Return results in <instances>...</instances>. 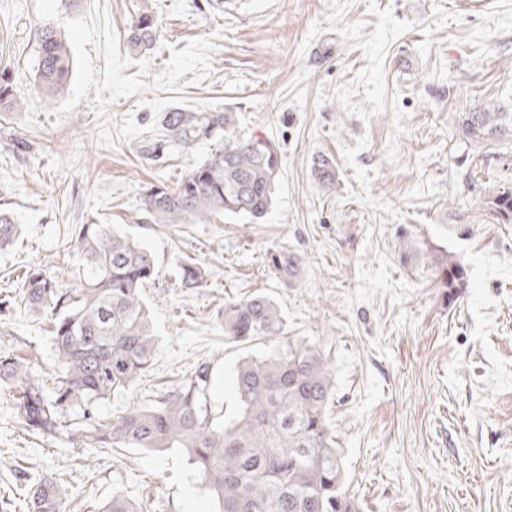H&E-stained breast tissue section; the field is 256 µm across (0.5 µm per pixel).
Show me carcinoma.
<instances>
[{
  "mask_svg": "<svg viewBox=\"0 0 512 512\" xmlns=\"http://www.w3.org/2000/svg\"><path fill=\"white\" fill-rule=\"evenodd\" d=\"M129 42L149 50L160 31L153 11L140 8L132 19ZM38 54L33 89L53 101L68 85L74 60L64 33L35 28ZM22 106L18 79L0 68V112ZM161 138L141 146L143 156L162 160L169 150L188 153L214 144L210 154L173 187L149 186L141 209L153 224H197L215 217L261 220L278 185L282 157L276 144L261 136H243L236 113L172 108L160 116ZM459 131L468 145L489 155L512 140V106L482 103L461 113ZM313 175L324 188L336 187V167L325 156L313 161ZM504 224L512 223V191L486 200ZM21 234L12 212L0 209V249ZM73 251L79 263L77 287H63L58 275L34 267L23 274L18 302L53 321L52 344L60 380L48 391L31 367L0 353V390L18 401L16 418L34 435H47L62 419L77 414L89 421L75 431L91 448H181L215 499V512H355L344 489L345 470L327 411L333 384L324 353L303 337L286 333L277 303L264 293L227 297L217 312L224 338L241 344L275 342L267 356L245 357L233 370L235 407L218 413L208 389L212 370L199 366L160 399L136 407L107 424L90 423L92 406L130 389L151 364L155 337L142 288L157 276L155 256L135 239L107 224H82ZM266 265L284 285L300 281L302 256L285 247L267 252ZM443 287L453 299L467 287V272L454 256L439 262ZM207 270L194 259L182 261L179 286L199 288ZM62 478L38 476L24 485L27 512H71L60 494ZM103 512H139L121 492L112 493Z\"/></svg>",
  "mask_w": 512,
  "mask_h": 512,
  "instance_id": "1",
  "label": "carcinoma"
}]
</instances>
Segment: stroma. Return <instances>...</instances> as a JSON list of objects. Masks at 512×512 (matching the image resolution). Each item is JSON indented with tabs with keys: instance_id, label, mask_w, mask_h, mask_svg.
<instances>
[{
	"instance_id": "35a3bbf8",
	"label": "stroma",
	"mask_w": 512,
	"mask_h": 512,
	"mask_svg": "<svg viewBox=\"0 0 512 512\" xmlns=\"http://www.w3.org/2000/svg\"><path fill=\"white\" fill-rule=\"evenodd\" d=\"M141 0H0V67L23 105L0 112V206L22 226L0 249V294L25 270L67 277L80 225H112L157 259L144 290L158 335L128 391L95 405L111 421L212 367V406H233L232 371L271 344L227 342L225 297L270 295L288 335L311 339L334 384L329 419L357 512H512V224L485 200L512 188V141L480 160L459 113L512 97V0H151L160 38L128 45ZM65 33L74 60L46 102L29 81L34 28ZM236 112L238 129L283 153L272 208L259 223L150 224L148 184L175 185L209 152L139 153L161 112ZM336 163L318 186L315 157ZM301 254L293 287L267 269L268 248ZM455 255L468 286L449 300L438 256ZM192 258L203 287L180 288ZM50 320L0 307V353L28 359L52 387ZM0 392V486L62 471L72 512H101L115 491L143 512H212L181 449L110 451L70 428L35 436Z\"/></svg>"
}]
</instances>
